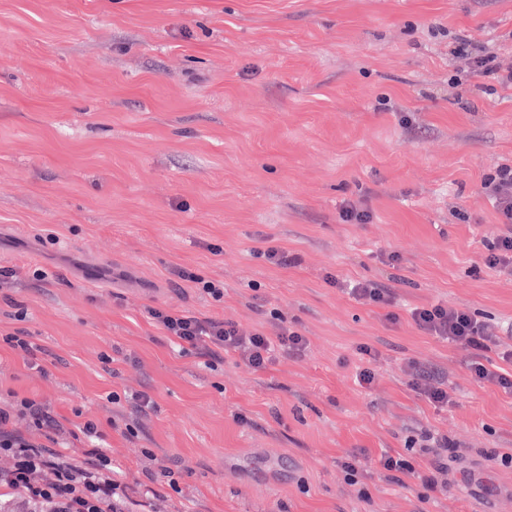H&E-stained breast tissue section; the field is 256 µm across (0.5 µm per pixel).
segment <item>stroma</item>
I'll return each mask as SVG.
<instances>
[{
  "mask_svg": "<svg viewBox=\"0 0 512 512\" xmlns=\"http://www.w3.org/2000/svg\"><path fill=\"white\" fill-rule=\"evenodd\" d=\"M459 35L512 70V0H0L11 428L45 443L23 407L40 402L81 466L98 423L128 512H512V393L410 316L465 311L497 334L492 363L512 351V272L484 262L503 226L481 188L512 165V86L472 75ZM348 206L370 221L345 223ZM263 246L299 261L271 265ZM367 281L392 303L356 301ZM150 307L287 326L308 348L264 370L208 363ZM414 363L441 370L448 404L412 388ZM422 434L454 460L409 449ZM361 450L416 474L348 478ZM174 274L182 281L192 283L197 290L204 294L211 296L214 300L218 301L224 297V285L215 283L213 281L204 280L197 275L193 270L186 267H179L174 270Z\"/></svg>",
  "mask_w": 512,
  "mask_h": 512,
  "instance_id": "stroma-1",
  "label": "stroma"
}]
</instances>
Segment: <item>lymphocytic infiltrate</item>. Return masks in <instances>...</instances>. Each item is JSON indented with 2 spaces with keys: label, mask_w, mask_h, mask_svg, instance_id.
Returning a JSON list of instances; mask_svg holds the SVG:
<instances>
[{
  "label": "lymphocytic infiltrate",
  "mask_w": 512,
  "mask_h": 512,
  "mask_svg": "<svg viewBox=\"0 0 512 512\" xmlns=\"http://www.w3.org/2000/svg\"><path fill=\"white\" fill-rule=\"evenodd\" d=\"M482 188L493 201L507 230L490 247L485 261L490 266H512V166L497 168ZM147 314L178 342L190 345L209 357L235 352L249 366L264 369L283 355H298L308 342L298 331L283 328L278 336L261 331L242 333L232 323L199 318L185 311L151 307ZM411 318L425 333L451 342H463L474 351L470 369L483 382L512 391V373L488 364L485 354L494 342L483 324L470 314L443 305L413 309ZM10 414L0 409V451L15 459L11 470L0 471V489L13 494L12 512H123L124 486L93 466L74 467L64 460L61 449L37 446L10 427ZM40 481H33L34 472Z\"/></svg>",
  "instance_id": "1"
}]
</instances>
